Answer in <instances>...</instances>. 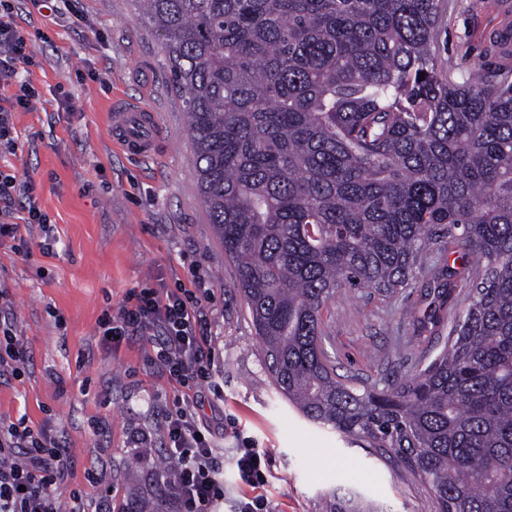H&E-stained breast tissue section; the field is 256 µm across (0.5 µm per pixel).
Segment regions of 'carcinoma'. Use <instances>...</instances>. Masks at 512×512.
<instances>
[{"instance_id": "1", "label": "carcinoma", "mask_w": 512, "mask_h": 512, "mask_svg": "<svg viewBox=\"0 0 512 512\" xmlns=\"http://www.w3.org/2000/svg\"><path fill=\"white\" fill-rule=\"evenodd\" d=\"M139 2L278 393L408 454L438 512H512V70L444 71L441 0ZM434 251L476 276L444 350L381 388L342 381L327 302L406 288Z\"/></svg>"}]
</instances>
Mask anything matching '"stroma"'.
Wrapping results in <instances>:
<instances>
[{
    "instance_id": "35a3bbf8",
    "label": "stroma",
    "mask_w": 512,
    "mask_h": 512,
    "mask_svg": "<svg viewBox=\"0 0 512 512\" xmlns=\"http://www.w3.org/2000/svg\"><path fill=\"white\" fill-rule=\"evenodd\" d=\"M443 2L437 52L444 67L468 74L512 62L492 50L501 37L512 40V14L500 11V0ZM11 4L34 58L21 79L37 96L28 110L11 113L16 146H0V170L31 178V199L48 221L27 225L25 250L0 246V284L25 348L20 377L0 380V419L26 418L65 449L67 468L52 488L59 512L77 494L114 512L131 500L161 512L162 416L177 391L151 363L150 342L107 343L98 320L131 290L187 284L196 275L211 292L206 333L222 386L196 413L223 454V512L256 491L275 512H332L344 494L378 512H437L404 454L317 427L276 391L235 268L200 197L163 40L138 0H75L76 21L40 0ZM127 99L157 115L158 146L149 158L113 143L108 113ZM472 285L452 279L442 305L427 272L392 294L336 296L323 312L322 345L337 376L363 388L417 373L443 350ZM141 434L153 447L136 449ZM246 440L268 458L256 491L241 483L234 463Z\"/></svg>"
}]
</instances>
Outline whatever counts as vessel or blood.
Returning a JSON list of instances; mask_svg holds the SVG:
<instances>
[{
	"label": "vessel or blood",
	"instance_id": "1",
	"mask_svg": "<svg viewBox=\"0 0 512 512\" xmlns=\"http://www.w3.org/2000/svg\"><path fill=\"white\" fill-rule=\"evenodd\" d=\"M155 113L144 103H116L112 106V137L126 153L147 157L157 144Z\"/></svg>",
	"mask_w": 512,
	"mask_h": 512
}]
</instances>
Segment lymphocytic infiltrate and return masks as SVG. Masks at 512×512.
Segmentation results:
<instances>
[{
  "label": "lymphocytic infiltrate",
  "mask_w": 512,
  "mask_h": 512,
  "mask_svg": "<svg viewBox=\"0 0 512 512\" xmlns=\"http://www.w3.org/2000/svg\"><path fill=\"white\" fill-rule=\"evenodd\" d=\"M33 62L25 38L12 22L10 0H0V87ZM204 285L144 288L132 292L118 313L104 312L103 339L118 343L153 334V361L182 389L164 414L165 453L172 461L166 478L172 512H218L224 503V462L212 433L196 416L204 389H217L205 334ZM9 301L0 291V377H18L24 360L11 328ZM66 468L63 449L48 447L43 432L26 421L0 423V512H58L50 488Z\"/></svg>",
  "instance_id": "1"
}]
</instances>
